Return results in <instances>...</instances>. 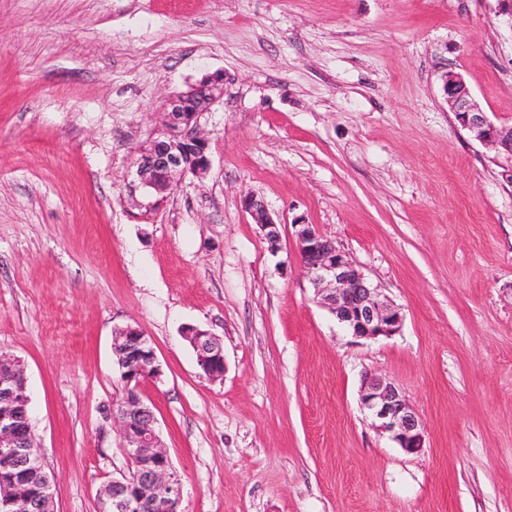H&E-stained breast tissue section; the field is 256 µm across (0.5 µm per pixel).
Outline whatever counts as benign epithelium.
<instances>
[{
  "instance_id": "benign-epithelium-1",
  "label": "benign epithelium",
  "mask_w": 512,
  "mask_h": 512,
  "mask_svg": "<svg viewBox=\"0 0 512 512\" xmlns=\"http://www.w3.org/2000/svg\"><path fill=\"white\" fill-rule=\"evenodd\" d=\"M226 81L222 72L207 73L167 100L164 124L138 150L136 176L142 186L163 195L185 176L207 172L209 144L199 131V120L223 99ZM443 91L457 123L503 156L502 176L512 183V127L492 123L460 75L445 74ZM242 208L259 224L270 248L278 249L279 222L264 199L248 194L242 199ZM294 226L303 271L321 306L358 339L377 340L398 333L403 323L400 310L382 296L347 253L314 225L298 221ZM184 336L204 373L212 380L223 378L221 340L195 327L188 328ZM112 351L119 356L125 393L108 409L107 416L120 427L128 472L103 485L96 512H131V492L139 512L156 504L162 512H181L182 484L160 446L152 404L139 391L144 381L160 375L154 349L141 329L126 326L114 332ZM3 373L7 378L0 379V458L8 465L0 468V512H54V480L44 469L32 424L23 421L18 411L28 404L18 391V386L27 384L24 368L15 357L0 353V375ZM360 401L375 427L389 434L404 452L415 454L424 448L423 420L394 383L377 376L365 378ZM32 472L41 478L35 488L27 482Z\"/></svg>"
}]
</instances>
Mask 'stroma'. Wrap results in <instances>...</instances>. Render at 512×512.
Here are the masks:
<instances>
[{"instance_id":"35a3bbf8","label":"stroma","mask_w":512,"mask_h":512,"mask_svg":"<svg viewBox=\"0 0 512 512\" xmlns=\"http://www.w3.org/2000/svg\"><path fill=\"white\" fill-rule=\"evenodd\" d=\"M224 71L212 165L162 207L135 175L166 100ZM512 125L499 0H0V352L18 358L54 512L127 472L112 334L151 339L183 512H512V184L442 76ZM282 221L278 251L243 211ZM403 315L361 340L317 301L294 218ZM221 338L209 379L183 337ZM393 382L409 454L362 408ZM360 401L375 427L388 433L404 452L415 454L424 448L423 420L394 383L382 377H366L361 385Z\"/></svg>"}]
</instances>
